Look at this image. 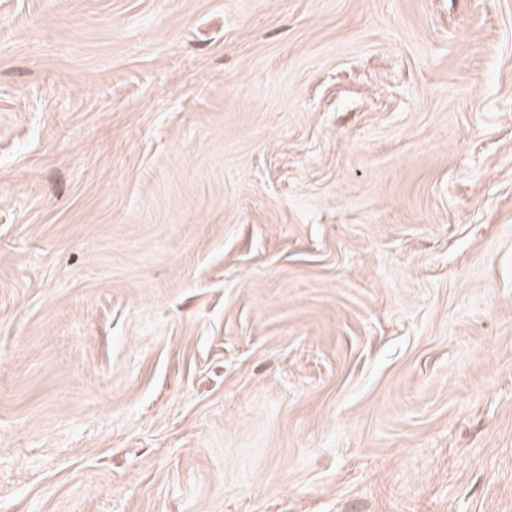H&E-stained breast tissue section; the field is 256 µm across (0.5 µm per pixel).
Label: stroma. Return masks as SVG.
<instances>
[{
	"label": "stroma",
	"instance_id": "1",
	"mask_svg": "<svg viewBox=\"0 0 512 512\" xmlns=\"http://www.w3.org/2000/svg\"><path fill=\"white\" fill-rule=\"evenodd\" d=\"M0 512H512V0H0Z\"/></svg>",
	"mask_w": 512,
	"mask_h": 512
}]
</instances>
